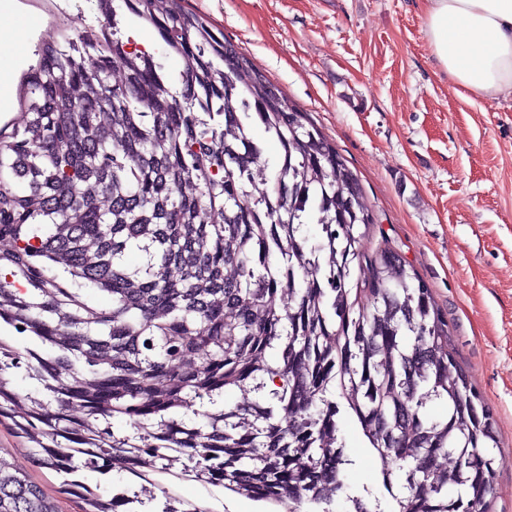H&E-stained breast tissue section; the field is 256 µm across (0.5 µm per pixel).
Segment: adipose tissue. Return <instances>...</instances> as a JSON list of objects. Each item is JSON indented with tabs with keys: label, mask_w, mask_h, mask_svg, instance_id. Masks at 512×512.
<instances>
[{
	"label": "adipose tissue",
	"mask_w": 512,
	"mask_h": 512,
	"mask_svg": "<svg viewBox=\"0 0 512 512\" xmlns=\"http://www.w3.org/2000/svg\"><path fill=\"white\" fill-rule=\"evenodd\" d=\"M435 59L469 93L512 90V0H424Z\"/></svg>",
	"instance_id": "ef3b65f1"
}]
</instances>
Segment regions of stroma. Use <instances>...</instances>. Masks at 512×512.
<instances>
[{
	"label": "stroma",
	"instance_id": "obj_1",
	"mask_svg": "<svg viewBox=\"0 0 512 512\" xmlns=\"http://www.w3.org/2000/svg\"><path fill=\"white\" fill-rule=\"evenodd\" d=\"M333 142L379 218L364 245L400 247L448 317L459 365L492 408L502 459L495 512H512V91L471 95L432 55L423 0H186ZM42 15L18 73L44 40L71 33L95 0H16ZM353 490L384 499L381 463L352 419L340 421ZM9 453L50 496L60 476L0 426ZM208 512H279L192 480L165 478Z\"/></svg>",
	"mask_w": 512,
	"mask_h": 512
}]
</instances>
